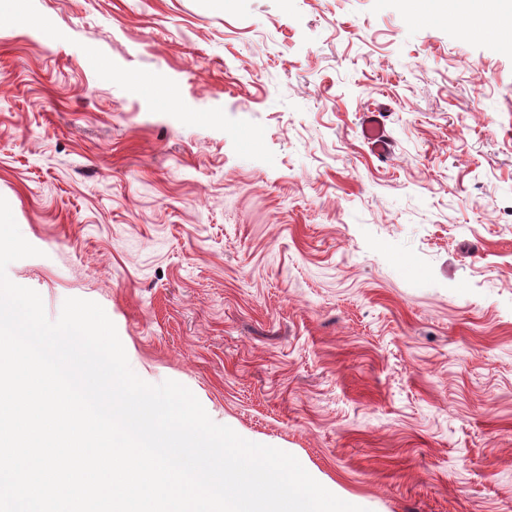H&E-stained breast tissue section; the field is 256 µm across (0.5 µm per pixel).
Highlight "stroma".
Returning a JSON list of instances; mask_svg holds the SVG:
<instances>
[{"label":"stroma","mask_w":512,"mask_h":512,"mask_svg":"<svg viewBox=\"0 0 512 512\" xmlns=\"http://www.w3.org/2000/svg\"><path fill=\"white\" fill-rule=\"evenodd\" d=\"M0 197L49 319L368 512H512V38L474 0H18ZM386 109L381 162L363 113Z\"/></svg>","instance_id":"1"}]
</instances>
